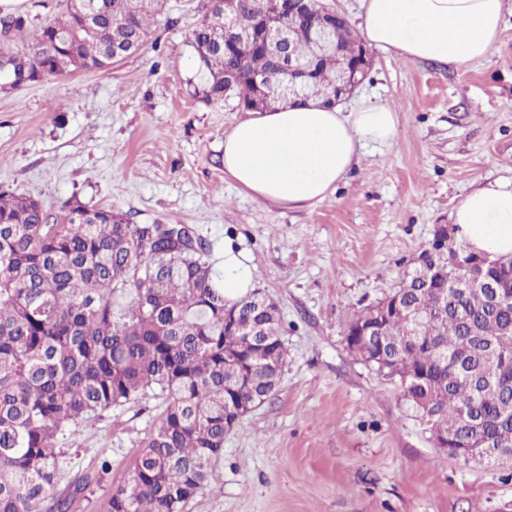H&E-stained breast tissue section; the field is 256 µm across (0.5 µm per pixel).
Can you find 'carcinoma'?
<instances>
[{"label": "carcinoma", "instance_id": "cac0c4a2", "mask_svg": "<svg viewBox=\"0 0 512 512\" xmlns=\"http://www.w3.org/2000/svg\"><path fill=\"white\" fill-rule=\"evenodd\" d=\"M164 0H88L89 27L75 0L35 28L23 50L0 51V90L19 78L38 83L79 70L106 69L112 52L130 56L146 44L151 19ZM308 36L324 23L323 5L298 0H236L234 20L254 33L241 46L216 44L223 6L208 3L192 33L195 72L188 85L206 102L225 98L224 77L238 105L249 110L260 82L270 97L293 93L299 103L331 97L328 59L294 77L288 48L264 46L260 20ZM340 55L364 49L346 17H334ZM21 14H0V34L22 32ZM177 224H135L100 207L65 213L51 224L43 204L0 188V512H70L77 495L100 484L111 462L100 461L63 495L53 494L67 463L60 437L82 422L137 402L162 398L159 423L124 484L108 491L107 512H182L216 479L224 451V417H237L251 398L277 388L287 351L277 337L278 309L255 290L233 304L214 279L215 260L203 239L175 250ZM470 250L429 242L395 290L402 307L419 309L414 341L406 313L370 319L371 308L347 321V349L398 380L401 397L430 435L454 433L469 446L476 432L464 411L483 420L484 434L512 448V268L494 265L499 304L454 284L466 275ZM429 279L423 295L416 282ZM374 321L378 336L359 335Z\"/></svg>", "mask_w": 512, "mask_h": 512}]
</instances>
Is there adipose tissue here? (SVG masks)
I'll list each match as a JSON object with an SVG mask.
<instances>
[{
  "instance_id": "obj_1",
  "label": "adipose tissue",
  "mask_w": 512,
  "mask_h": 512,
  "mask_svg": "<svg viewBox=\"0 0 512 512\" xmlns=\"http://www.w3.org/2000/svg\"><path fill=\"white\" fill-rule=\"evenodd\" d=\"M504 0H365L360 23L367 46L415 62L465 67L491 55ZM395 110L369 104L350 113L295 105L254 112L224 137V173L257 199L307 205L333 192L363 146H392ZM452 222L458 238L490 258L512 256V187L489 182L465 194ZM217 274L224 298L252 290L254 271L234 241Z\"/></svg>"
}]
</instances>
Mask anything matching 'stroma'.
Masks as SVG:
<instances>
[{
	"label": "stroma",
	"instance_id": "obj_1",
	"mask_svg": "<svg viewBox=\"0 0 512 512\" xmlns=\"http://www.w3.org/2000/svg\"><path fill=\"white\" fill-rule=\"evenodd\" d=\"M208 0H167L175 21L104 70L0 91V187L39 200L60 224L63 201L186 224L223 259L234 239L255 286L277 305L288 351L280 383L224 436L217 481L184 512H512V465L465 464L435 448L397 382L347 349L343 329L397 288L460 197L512 185V0L497 49L466 68L371 49L373 66L340 106H392V147L360 149L335 191L304 207L260 201L224 174V136L247 112L204 102L187 84L186 40ZM147 395L67 436L58 485L112 470L70 512H106L162 411Z\"/></svg>",
	"mask_w": 512,
	"mask_h": 512
}]
</instances>
